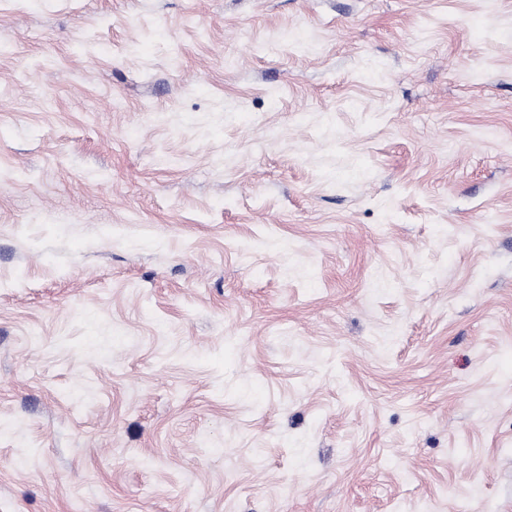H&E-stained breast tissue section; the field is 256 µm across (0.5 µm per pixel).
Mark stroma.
<instances>
[{"label":"stroma","instance_id":"stroma-1","mask_svg":"<svg viewBox=\"0 0 512 512\" xmlns=\"http://www.w3.org/2000/svg\"><path fill=\"white\" fill-rule=\"evenodd\" d=\"M0 512H512V0H0Z\"/></svg>","mask_w":512,"mask_h":512}]
</instances>
